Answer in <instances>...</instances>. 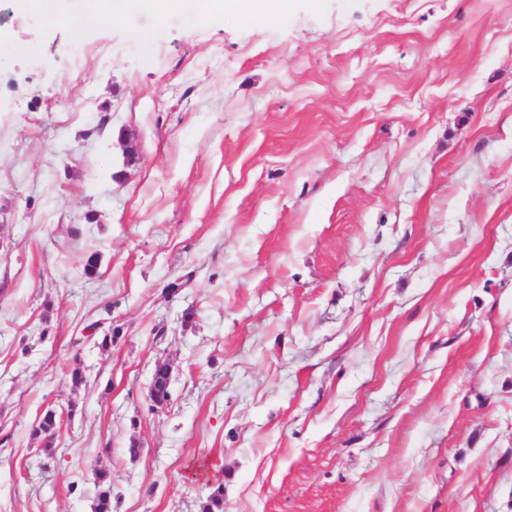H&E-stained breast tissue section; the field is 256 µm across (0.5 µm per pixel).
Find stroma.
<instances>
[{
  "mask_svg": "<svg viewBox=\"0 0 512 512\" xmlns=\"http://www.w3.org/2000/svg\"><path fill=\"white\" fill-rule=\"evenodd\" d=\"M283 2L0 0V512H512V0ZM170 375L166 366H157L149 385L150 400L155 404H163L169 398ZM95 486L98 487V493L93 506V512H112V481L110 469L103 466L101 461L98 466L93 468ZM207 495L200 505V512H223L224 511V480L216 481L214 484L210 480L206 482Z\"/></svg>",
  "mask_w": 512,
  "mask_h": 512,
  "instance_id": "obj_1",
  "label": "stroma"
}]
</instances>
